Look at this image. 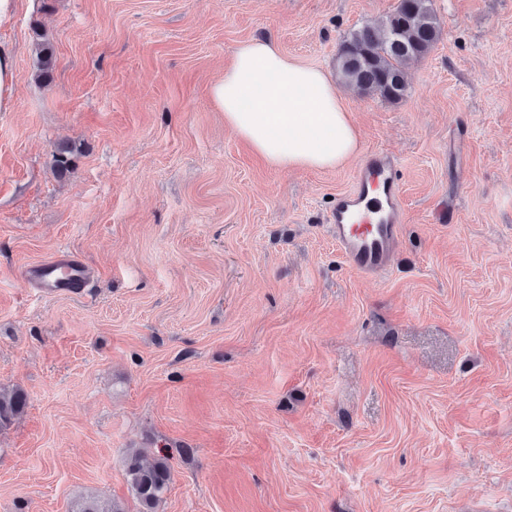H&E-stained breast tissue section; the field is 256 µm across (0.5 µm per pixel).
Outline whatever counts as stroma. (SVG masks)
<instances>
[{
	"label": "stroma",
	"mask_w": 512,
	"mask_h": 512,
	"mask_svg": "<svg viewBox=\"0 0 512 512\" xmlns=\"http://www.w3.org/2000/svg\"><path fill=\"white\" fill-rule=\"evenodd\" d=\"M395 2L19 0L0 389L27 405L0 429V512H138L133 448L170 457L158 512H512V0H433L442 35L403 100L342 90L361 153L401 164L376 280L326 223L358 159L271 168L210 97L257 35L335 73ZM59 248L89 267L82 293L23 279ZM33 32L40 59L39 76L49 79L54 66L52 45L39 27H34Z\"/></svg>",
	"instance_id": "stroma-1"
}]
</instances>
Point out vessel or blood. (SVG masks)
Returning a JSON list of instances; mask_svg holds the SVG:
<instances>
[{"mask_svg":"<svg viewBox=\"0 0 512 512\" xmlns=\"http://www.w3.org/2000/svg\"><path fill=\"white\" fill-rule=\"evenodd\" d=\"M400 165L390 154L370 152L354 173L349 190L339 193L327 217L336 247L352 269L363 276L383 273L401 244L403 201ZM90 272L65 249L25 269L27 283L44 294L72 293L83 288Z\"/></svg>","mask_w":512,"mask_h":512,"instance_id":"b4317fda","label":"vessel or blood"}]
</instances>
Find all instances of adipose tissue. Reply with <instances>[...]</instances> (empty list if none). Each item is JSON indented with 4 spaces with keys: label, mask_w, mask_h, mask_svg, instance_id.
<instances>
[{
    "label": "adipose tissue",
    "mask_w": 512,
    "mask_h": 512,
    "mask_svg": "<svg viewBox=\"0 0 512 512\" xmlns=\"http://www.w3.org/2000/svg\"><path fill=\"white\" fill-rule=\"evenodd\" d=\"M224 123L276 169H333L358 154L359 136L336 84L266 37L240 43L210 90Z\"/></svg>",
    "instance_id": "obj_1"
}]
</instances>
